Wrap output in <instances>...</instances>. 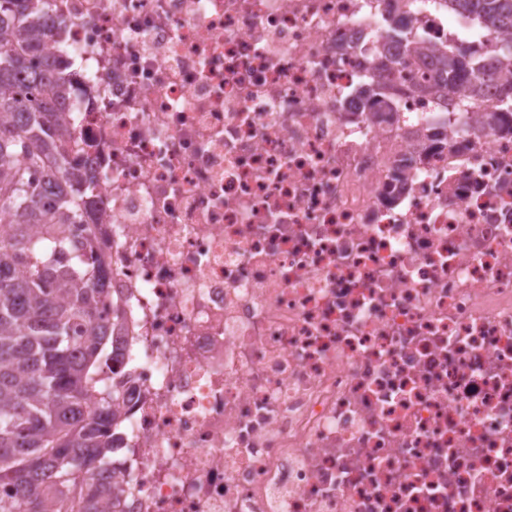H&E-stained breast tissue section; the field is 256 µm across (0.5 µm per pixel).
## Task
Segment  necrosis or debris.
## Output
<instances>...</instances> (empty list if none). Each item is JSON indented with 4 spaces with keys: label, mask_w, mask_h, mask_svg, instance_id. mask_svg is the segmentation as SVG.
<instances>
[{
    "label": "necrosis or debris",
    "mask_w": 512,
    "mask_h": 512,
    "mask_svg": "<svg viewBox=\"0 0 512 512\" xmlns=\"http://www.w3.org/2000/svg\"><path fill=\"white\" fill-rule=\"evenodd\" d=\"M129 376L118 512H512V130L418 0H52ZM379 80L383 98L357 88ZM437 63L442 71L448 73L450 83L448 91L456 86V80L463 77L464 82L468 83L471 91L474 92L483 85L491 83L496 77L494 73H485L481 70L472 69L469 50L465 45L448 46L440 50L437 55Z\"/></svg>",
    "instance_id": "1"
}]
</instances>
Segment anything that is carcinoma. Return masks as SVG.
Instances as JSON below:
<instances>
[{"instance_id": "obj_1", "label": "carcinoma", "mask_w": 512, "mask_h": 512, "mask_svg": "<svg viewBox=\"0 0 512 512\" xmlns=\"http://www.w3.org/2000/svg\"><path fill=\"white\" fill-rule=\"evenodd\" d=\"M461 15L512 31V0H450ZM51 0H0V512H103L91 479L112 455L122 372L112 327L96 310L110 296L99 239L70 244L92 179L67 160L62 122L70 84L40 47ZM448 89L493 73L472 69L464 45L437 53Z\"/></svg>"}]
</instances>
